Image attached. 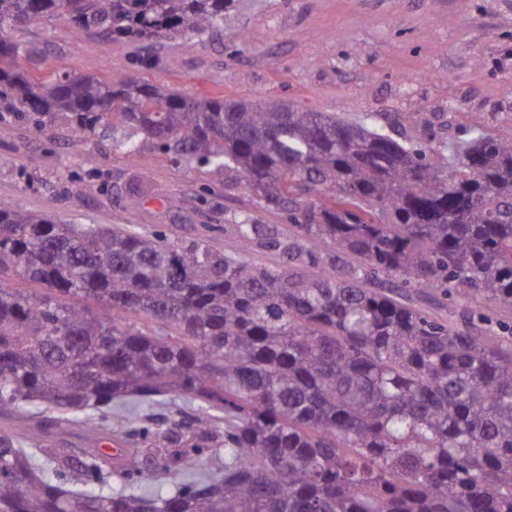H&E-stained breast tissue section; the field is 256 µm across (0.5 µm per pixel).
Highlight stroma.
Listing matches in <instances>:
<instances>
[{
	"mask_svg": "<svg viewBox=\"0 0 512 512\" xmlns=\"http://www.w3.org/2000/svg\"><path fill=\"white\" fill-rule=\"evenodd\" d=\"M16 40L32 75L131 78L227 100L299 102L351 121L369 117L394 137L421 136L442 154L462 130L512 137V0H236L206 41L114 42L73 34L60 21L24 25ZM61 224H121L236 252L235 220L292 228L287 212L260 209L234 173L145 151L129 156L96 138L74 150L65 124L36 132L0 122V200ZM368 288L400 296L440 319L496 335L512 347V310L481 295L444 296L395 273Z\"/></svg>",
	"mask_w": 512,
	"mask_h": 512,
	"instance_id": "obj_1",
	"label": "stroma"
}]
</instances>
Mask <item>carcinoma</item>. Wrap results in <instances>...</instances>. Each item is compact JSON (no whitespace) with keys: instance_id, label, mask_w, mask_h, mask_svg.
I'll return each instance as SVG.
<instances>
[{"instance_id":"carcinoma-1","label":"carcinoma","mask_w":512,"mask_h":512,"mask_svg":"<svg viewBox=\"0 0 512 512\" xmlns=\"http://www.w3.org/2000/svg\"><path fill=\"white\" fill-rule=\"evenodd\" d=\"M232 7L0 0V121L60 119L75 148L102 135L129 156L234 171L294 226L284 238L243 216L225 254L0 200V275L43 289L0 278V415L71 414L94 440L113 413L132 445L118 467L86 448L66 471L42 444L58 422L33 447L0 434V512H512V351L344 265L511 310L512 138L464 131L445 174L419 139L295 101L36 77L8 36L57 18L118 42L202 40ZM179 398L193 414L152 431L148 410Z\"/></svg>"}]
</instances>
